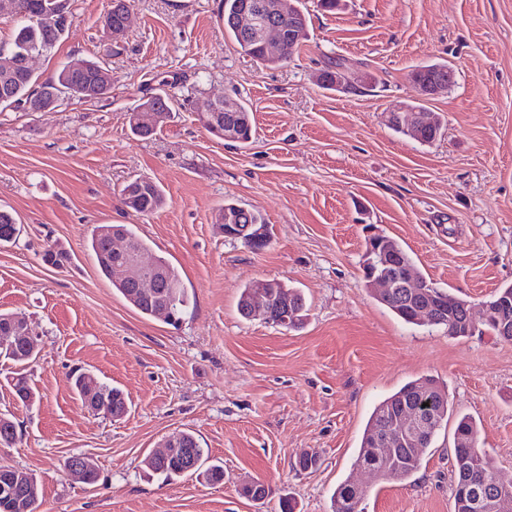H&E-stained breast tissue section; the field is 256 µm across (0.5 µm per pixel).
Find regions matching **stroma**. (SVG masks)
Here are the masks:
<instances>
[{"label": "stroma", "instance_id": "1", "mask_svg": "<svg viewBox=\"0 0 512 512\" xmlns=\"http://www.w3.org/2000/svg\"><path fill=\"white\" fill-rule=\"evenodd\" d=\"M342 2L330 13L303 0L308 39L288 66L269 69L225 38L221 0H135L115 48L103 30L110 0H71L65 36L33 68L45 80L69 61L107 59L109 99L0 107V208L21 226L0 246V311L24 313L37 332L31 402L13 395L15 368L0 358V414L23 429L16 447L0 448V466L36 477L38 512H281L285 498L295 512H331L347 480L365 488L364 512H454V423L404 481L354 466L374 407L422 377L476 420L481 447L512 481V341L405 324L363 273L368 235L384 234L432 287L473 307L512 285V0ZM330 58L353 72L357 92L317 83ZM433 63L451 65L455 84L426 100L443 135L422 145L385 116L411 99V71ZM162 81L182 107L136 138L130 110ZM234 94L256 127L245 146L196 116ZM137 176L166 192L153 216L121 202ZM226 203L263 214L264 249L224 237ZM101 224L127 225L178 268L189 294L179 324L141 315L100 272L87 241ZM49 243L67 262L44 261ZM256 279L299 289L303 325L243 318L238 297ZM79 368L123 390V419L81 406ZM179 431L223 465L221 483L166 482L147 468ZM313 452L317 467L299 469ZM73 455L94 460L96 484L67 476ZM254 481L269 487L264 501L245 495Z\"/></svg>", "mask_w": 512, "mask_h": 512}]
</instances>
